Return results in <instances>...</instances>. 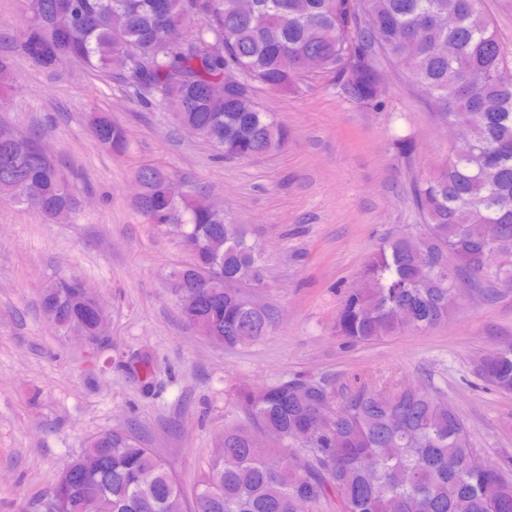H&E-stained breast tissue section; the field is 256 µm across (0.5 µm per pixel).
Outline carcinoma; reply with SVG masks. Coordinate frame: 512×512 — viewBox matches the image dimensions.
Listing matches in <instances>:
<instances>
[{"label":"carcinoma","instance_id":"cac0c4a2","mask_svg":"<svg viewBox=\"0 0 512 512\" xmlns=\"http://www.w3.org/2000/svg\"><path fill=\"white\" fill-rule=\"evenodd\" d=\"M18 48L50 69L60 56L122 79L132 96L198 128L226 159L269 154L286 130L256 101L253 84L288 92L308 61L332 76L341 95L379 109L378 58L393 63L439 122L465 124L468 140L448 153L440 173L414 183L420 223L370 255L362 285L345 295L336 332L369 343L448 320L460 281L512 285V51L497 37L481 0H26ZM245 83L214 93L224 70ZM93 138L114 151L125 133L112 118L93 119ZM34 136L0 140V195L58 220L76 211L74 191ZM137 208L180 238L192 265L170 275L172 293L201 298L187 322L236 347L260 340L274 311L251 307L242 286L263 283L261 252L245 224H230L201 198L174 200L170 176L138 171ZM495 224V245L483 225ZM222 276L195 288L196 272ZM41 305L60 332L95 329L99 301L73 279L49 282ZM482 378L512 392V348L480 364ZM251 428L228 426L211 470L186 505L170 466L138 437L112 429L92 437L110 469L84 476L81 457L50 495L61 512H512V468H468L477 452L448 399L426 389L364 384L336 405L333 386L299 376L232 392Z\"/></svg>","mask_w":512,"mask_h":512}]
</instances>
